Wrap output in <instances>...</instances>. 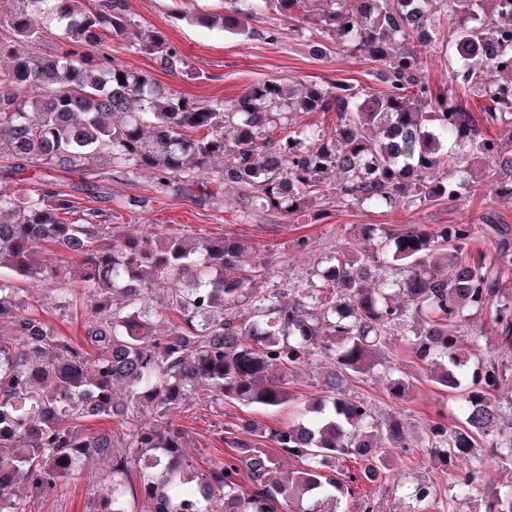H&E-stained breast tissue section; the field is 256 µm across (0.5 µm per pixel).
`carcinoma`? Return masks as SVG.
Masks as SVG:
<instances>
[{"mask_svg": "<svg viewBox=\"0 0 512 512\" xmlns=\"http://www.w3.org/2000/svg\"><path fill=\"white\" fill-rule=\"evenodd\" d=\"M309 2L226 0L219 23L275 41L277 26L250 24L274 8L320 54L373 63L381 90L262 81L200 105L112 55L133 26L125 0H22L11 36L0 38V60L11 59L0 68V154L17 172L104 159L110 176L147 171L158 193L196 187L206 200L230 187L225 205L286 220L331 204L394 210L451 206L464 194L512 197V138L489 134L512 128V0H321L316 16ZM51 20L61 23L55 54L16 52V41L40 42ZM443 25L448 86L436 91L413 39ZM136 49L168 72L188 67L160 31L141 33ZM315 112L335 113L333 127L296 124ZM484 165L489 185L466 178ZM77 209L49 181L23 194L0 186V448L9 449L0 454V512H31L17 485L49 494L93 457L111 461L93 512H132L127 486L141 512H339L351 487L388 477L374 435L412 446L399 421H374L372 406L348 390L381 366L391 398L406 397L412 377L378 358L393 338L461 399L460 425L423 421L434 459L470 462L451 501L512 512V481L490 489L481 468L486 454L512 462V423H502L512 400L492 398L509 367L483 356L489 336L512 343V294L501 289L512 226L495 211L470 224H365L296 285L264 292L236 237L163 224L151 237L122 235L95 209L68 219ZM489 240L486 255L479 244ZM45 245L82 268L81 287L57 295L60 306L85 301L76 339L18 288L62 279L38 262ZM165 279L182 287L154 313L148 288ZM476 313L487 323L474 330ZM316 360L324 376L305 420L221 427L229 451L203 472L186 455L177 416L188 403L202 396L272 413L294 399L289 377ZM100 417L117 427L85 433L83 421ZM282 456L299 461L286 475ZM345 458L356 467L336 470ZM412 497L417 512H430L435 489L418 482Z\"/></svg>", "mask_w": 512, "mask_h": 512, "instance_id": "carcinoma-1", "label": "carcinoma"}]
</instances>
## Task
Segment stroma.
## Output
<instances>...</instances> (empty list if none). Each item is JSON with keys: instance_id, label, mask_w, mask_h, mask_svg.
I'll return each mask as SVG.
<instances>
[{"instance_id": "stroma-1", "label": "stroma", "mask_w": 512, "mask_h": 512, "mask_svg": "<svg viewBox=\"0 0 512 512\" xmlns=\"http://www.w3.org/2000/svg\"><path fill=\"white\" fill-rule=\"evenodd\" d=\"M126 4L136 26L130 29L125 45L114 49V56L127 67L151 74L156 81L197 103L238 98L260 80L298 86L343 81L371 92L378 89L371 76L373 65L370 61L343 53L324 58L313 56L305 41L295 36L288 17L279 18V36L272 42L250 40L221 27L192 20L191 15L195 12L213 17L222 15L224 0H126ZM147 27L167 36L185 56L188 69L166 72L153 59L135 50L140 29ZM92 179L78 167L71 170L31 168L17 173L10 169L8 160L0 157V183L12 184L21 192L46 180L71 191ZM93 180L101 188L96 208L111 210L112 222L119 225L122 232L144 236L153 233L155 225L168 224L185 234L201 231L216 237L228 234L239 238L247 247L246 262L262 264L264 276L259 286L265 290L287 287L322 258L357 238L365 224L470 223L485 210L492 209L504 222L512 225V200L507 198L486 199L478 195L464 198L451 207L400 208L392 212L332 207L322 220L315 221L306 215L290 224L270 212L257 213L245 222L236 214L226 212L223 201H203L194 194L179 197L154 194L153 179L147 173L132 182L105 175ZM132 195L152 197L150 209L141 213L123 211L120 201ZM49 293L48 285L34 286L28 292V301L41 309L43 317L58 330L79 336V313L72 308H55ZM386 358L416 378L406 400L393 402L387 396L384 379L374 376L352 381L350 392L371 404L380 419L399 418L410 429L416 445L406 451L386 448L385 454L391 464L386 483L370 490L354 488L352 495L343 500L341 508L343 512H359V501L368 497L373 500L377 512H413L414 503L409 493L415 483L425 482L436 489L435 512H445L448 490L456 473L465 469L466 461L457 459L449 469L437 466L428 455L422 429L424 421L434 419L439 411L444 412L448 423H455L460 401L430 382L426 367L416 362L407 349H387ZM318 372L315 366L303 368L295 380L294 400L273 413L239 404L220 408L209 405L203 398L186 405L178 421L189 435V456L200 463L211 456L214 448L220 445L215 430L222 423L252 419L271 426L300 419L304 414V403L318 381ZM109 466L106 460L83 462L74 476L46 497L24 487L19 493L28 497L32 512H90L92 502L102 490Z\"/></svg>"}]
</instances>
